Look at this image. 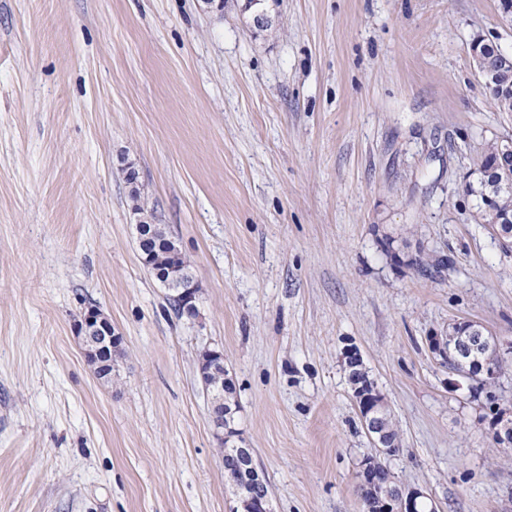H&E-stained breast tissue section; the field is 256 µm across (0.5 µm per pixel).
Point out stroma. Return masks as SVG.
<instances>
[{"instance_id":"stroma-1","label":"stroma","mask_w":512,"mask_h":512,"mask_svg":"<svg viewBox=\"0 0 512 512\" xmlns=\"http://www.w3.org/2000/svg\"><path fill=\"white\" fill-rule=\"evenodd\" d=\"M0 0V512H233L202 352L274 512H363L357 348L438 512H512V355L491 394L427 338L512 341V250L464 184L512 136L471 44L501 0ZM187 257L196 318L143 265L121 170ZM123 338L98 379L75 325Z\"/></svg>"}]
</instances>
